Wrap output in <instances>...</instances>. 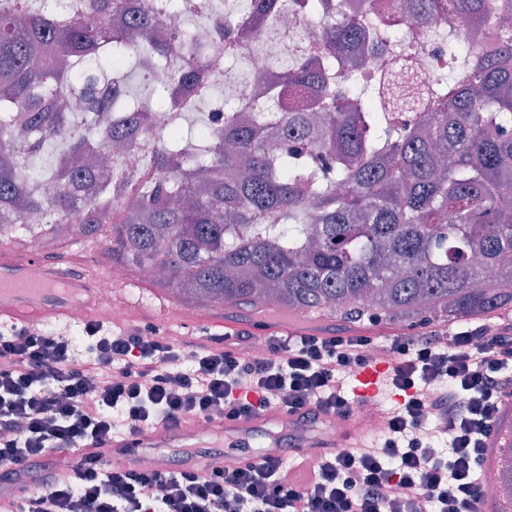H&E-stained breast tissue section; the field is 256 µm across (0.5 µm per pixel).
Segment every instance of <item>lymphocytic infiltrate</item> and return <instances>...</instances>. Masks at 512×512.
Wrapping results in <instances>:
<instances>
[{
  "label": "lymphocytic infiltrate",
  "mask_w": 512,
  "mask_h": 512,
  "mask_svg": "<svg viewBox=\"0 0 512 512\" xmlns=\"http://www.w3.org/2000/svg\"><path fill=\"white\" fill-rule=\"evenodd\" d=\"M250 334L187 337L86 321L81 340L0 329V512H480L484 466L512 398V323L444 339ZM386 362L400 401L375 448L305 456L288 450L233 470L212 453L208 472L183 450L170 467L112 461V437L180 429L275 407L307 435L323 416L349 419L362 401L343 376ZM17 482L24 497L8 494Z\"/></svg>",
  "instance_id": "lymphocytic-infiltrate-1"
}]
</instances>
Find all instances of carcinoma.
<instances>
[{
    "instance_id": "cac0c4a2",
    "label": "carcinoma",
    "mask_w": 512,
    "mask_h": 512,
    "mask_svg": "<svg viewBox=\"0 0 512 512\" xmlns=\"http://www.w3.org/2000/svg\"><path fill=\"white\" fill-rule=\"evenodd\" d=\"M125 32L110 17L125 0H80L79 15L48 0H0V238L102 240L112 260L159 265L157 284L204 305L268 306L366 316L389 323H454L512 309V29L494 52L464 58L424 86L391 92L402 109L385 114L387 85L343 70L367 32L353 19L326 20L322 0H251L271 31L290 13L323 19L322 53L277 59L292 91L314 88L310 111H283L261 89L238 112L216 105L190 126L174 122L166 146L136 171L100 179L97 154L131 151L161 109L149 72L137 65L136 104L125 71L128 37L162 60L181 59L173 81L206 103L236 75H202L183 30L152 42L150 0H137ZM184 18L212 21L224 46L243 36L237 12L212 0H179ZM408 19L485 22L512 15V0H410ZM382 49L407 61L400 37ZM81 90L82 111L58 103ZM283 148L266 150L265 133ZM49 147L59 148L51 166ZM479 254L484 267L471 264ZM495 272L483 279L484 270ZM499 475L512 500V448Z\"/></svg>"
}]
</instances>
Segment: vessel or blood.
<instances>
[{"label": "vessel or blood", "mask_w": 512, "mask_h": 512, "mask_svg": "<svg viewBox=\"0 0 512 512\" xmlns=\"http://www.w3.org/2000/svg\"><path fill=\"white\" fill-rule=\"evenodd\" d=\"M96 278L90 273L65 275L56 265L42 261L37 256L20 258L7 249H0V326L22 324L37 325L45 309H52L57 322L68 325L73 307L85 312L100 310L96 295ZM252 329L260 338L267 336H301L317 332L331 334L332 329L322 322L297 316L270 315L253 320ZM388 374L384 363L366 368L357 374L358 394L375 396ZM362 412H355L334 432H322L319 445L323 448H353L362 438ZM294 416L279 409H269L249 420H213L212 437L224 439L228 445L224 452L225 465L249 457V449L257 437H264L267 453H278L286 434L298 433ZM196 428L148 431L135 439L117 438L113 445V459L128 464L136 461L139 448H192L197 444Z\"/></svg>", "instance_id": "b4317fda"}]
</instances>
